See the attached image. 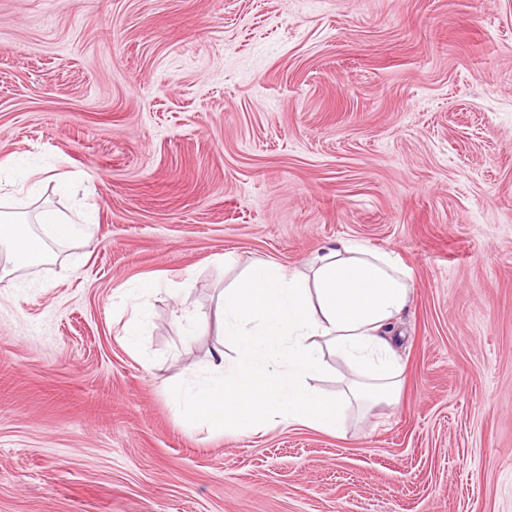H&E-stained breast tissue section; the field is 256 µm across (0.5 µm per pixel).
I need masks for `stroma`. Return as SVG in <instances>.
<instances>
[{
	"instance_id": "35a3bbf8",
	"label": "stroma",
	"mask_w": 512,
	"mask_h": 512,
	"mask_svg": "<svg viewBox=\"0 0 512 512\" xmlns=\"http://www.w3.org/2000/svg\"><path fill=\"white\" fill-rule=\"evenodd\" d=\"M1 211L0 512H512V0H0ZM339 240L411 272L396 403L182 421L224 288ZM18 226L14 219L0 213V246L6 248L4 255L1 252V278L37 263L44 254V250L35 248Z\"/></svg>"
}]
</instances>
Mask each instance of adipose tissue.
Segmentation results:
<instances>
[{
    "instance_id": "obj_1",
    "label": "adipose tissue",
    "mask_w": 512,
    "mask_h": 512,
    "mask_svg": "<svg viewBox=\"0 0 512 512\" xmlns=\"http://www.w3.org/2000/svg\"><path fill=\"white\" fill-rule=\"evenodd\" d=\"M0 246L5 276L43 256L1 214ZM412 290L404 265L364 244L321 248L302 271L252 261L218 305L222 340L235 356L216 349L209 372L176 393L180 414L239 434L273 421L342 433L352 401L397 399L402 367L394 332ZM333 359L350 370L346 391L336 396L312 385Z\"/></svg>"
}]
</instances>
